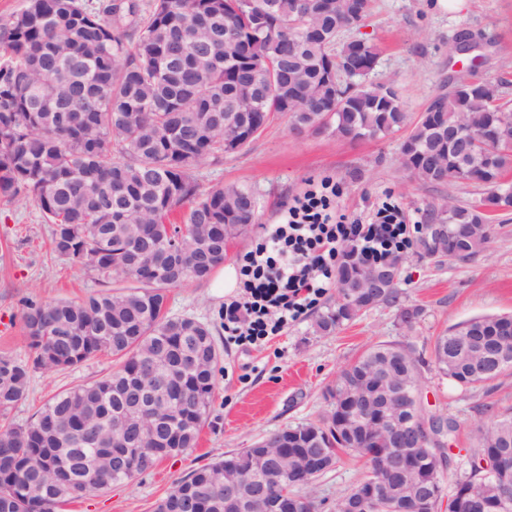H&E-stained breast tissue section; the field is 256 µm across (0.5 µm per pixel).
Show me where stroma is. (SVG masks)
<instances>
[{
  "label": "stroma",
  "instance_id": "obj_1",
  "mask_svg": "<svg viewBox=\"0 0 512 512\" xmlns=\"http://www.w3.org/2000/svg\"><path fill=\"white\" fill-rule=\"evenodd\" d=\"M465 33L481 43L482 61L473 67L459 64L454 52ZM351 34L378 47L369 82L393 83L412 115L448 93L452 75L502 87L512 99V0H466L458 11L436 9L432 0H373L370 17ZM401 140L398 132L355 142L326 133L298 135L277 118L240 153L201 162L195 170L201 189L235 182L250 188L257 202L256 223L230 243L225 263H236L252 248L261 225L275 223L296 195L324 178L340 184L336 204L346 213H368L387 198L414 224L426 223L430 209L468 204L485 194V186L476 183L450 187L411 178L398 162ZM490 222L495 226L490 243L469 263H441L406 250L401 306H377L331 335L316 332L313 311L265 342L222 347L211 412L195 448L161 460L133 481L69 499L59 512H154L156 502L196 468L254 447L271 431L315 421L328 407L326 389L337 372L370 346L408 341L427 356L436 336L455 324L512 313V207L491 212ZM51 233V224L32 202L0 197V355H27L21 298L78 301L112 287L95 272L53 257ZM168 307L208 324L216 338H223L224 299L208 282L171 288ZM404 307L421 308L414 326L403 324ZM111 368V357L100 355L64 371H36L28 396L10 410V422L26 424L56 393L98 379ZM423 394L430 411L457 424L451 472L459 475L478 459L476 435L485 408L512 414V369L469 389L430 372ZM361 473L360 461L342 459L317 480L318 499L333 505Z\"/></svg>",
  "mask_w": 512,
  "mask_h": 512
}]
</instances>
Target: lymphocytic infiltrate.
<instances>
[{"label": "lymphocytic infiltrate", "instance_id": "lymphocytic-infiltrate-1", "mask_svg": "<svg viewBox=\"0 0 512 512\" xmlns=\"http://www.w3.org/2000/svg\"><path fill=\"white\" fill-rule=\"evenodd\" d=\"M339 186L326 179L294 198L279 223L266 224L240 259L242 291L224 304V341L252 345L277 335L313 310L335 281L344 246L380 263L411 244L410 226L385 201L369 221L335 205Z\"/></svg>", "mask_w": 512, "mask_h": 512}]
</instances>
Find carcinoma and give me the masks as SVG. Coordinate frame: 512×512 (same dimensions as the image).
Here are the masks:
<instances>
[{
    "mask_svg": "<svg viewBox=\"0 0 512 512\" xmlns=\"http://www.w3.org/2000/svg\"><path fill=\"white\" fill-rule=\"evenodd\" d=\"M298 0H26L0 23V195L35 203L53 225L51 249L82 269L119 283L81 302H22L28 340L25 359L0 356V416L24 399L33 373L50 363L67 369L101 353L115 367L100 379L55 395L24 426L0 427V512H54L66 498L102 491L151 469L159 457L141 456L126 470L98 463L126 447L93 435L101 420L128 411L126 386L147 379L156 360L190 350L194 370L162 394L175 424L160 448L195 447L207 420L220 350L212 329L168 312L169 289L206 279L224 262V240L245 234L254 199L239 184L200 190L193 170L204 159L241 151L276 117L299 132L338 139L380 138L405 131L402 168L422 183H478L487 195L475 205L448 202L429 221L444 226L448 259L466 263L492 237L487 213L512 206V102L490 86L478 94L440 95L411 119L396 90L346 83L377 61L368 41H341L348 20L360 23L370 0H334L331 11H301ZM302 42V96H321L325 111L304 103L290 111L288 37ZM338 80L323 85L327 69ZM455 127L468 147L448 137ZM184 209L180 223L170 221ZM365 275L352 253L336 283ZM362 301H333L316 320L331 334L364 312ZM489 338L512 331L511 315L468 320ZM391 361L408 386L418 388L421 365L464 387L495 380L504 371L490 361L469 377L468 355L454 369L424 360L411 344L369 348L357 365ZM512 436V416L491 415L481 438ZM245 450L205 464L170 492L195 499L193 512H224V464ZM321 473L293 477L288 494L312 496ZM454 486L485 491L471 468Z\"/></svg>",
    "mask_w": 512,
    "mask_h": 512,
    "instance_id": "obj_1",
    "label": "carcinoma"
}]
</instances>
